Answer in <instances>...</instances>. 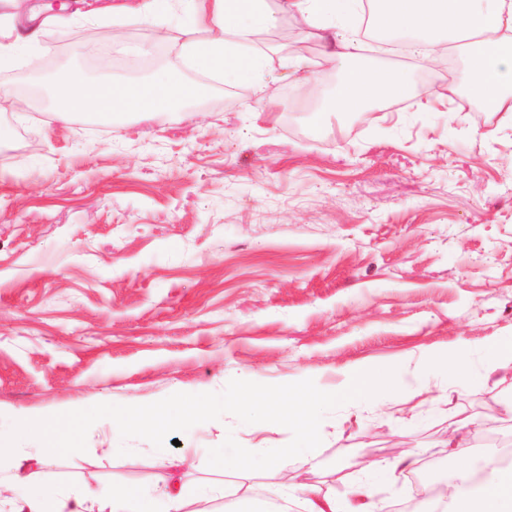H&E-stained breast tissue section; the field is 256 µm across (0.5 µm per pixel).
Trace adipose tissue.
<instances>
[{
    "instance_id": "adipose-tissue-1",
    "label": "adipose tissue",
    "mask_w": 512,
    "mask_h": 512,
    "mask_svg": "<svg viewBox=\"0 0 512 512\" xmlns=\"http://www.w3.org/2000/svg\"><path fill=\"white\" fill-rule=\"evenodd\" d=\"M373 7L381 23L392 32L412 34L413 46L423 48L431 67L448 65L449 53L464 56L470 84L486 111L512 117V0H137L123 6L128 18L159 21L158 42L171 41L172 31L191 20L192 35L178 46L182 65L219 79L225 86H250L257 101H265L272 59L258 48L259 29L275 26L287 16L308 34L325 40L327 62L346 72L322 99L326 112H347L382 93L406 87L402 71H375L362 63L363 46L358 22L366 7ZM38 31L21 32L0 26V65L16 64L42 53ZM208 86L187 82L176 74L159 72L149 81L124 83L90 81L77 73L59 84L38 88L39 97L52 101L57 113L86 112L97 123L111 127L133 112L165 114L184 101L200 98ZM449 384L468 380L474 371L492 373L512 365V336L497 340L492 352L462 358L457 351L441 354ZM348 375L361 376L344 400L361 409L373 404L383 383L368 367L352 366ZM329 392H309L296 400L294 414L285 416L276 398L261 396L265 423L292 432L295 446L277 453L254 452L238 445V435L254 427L251 414L241 411L237 390L201 388L182 394L178 406L128 410L113 422L112 449L120 451L128 434L152 437L170 428L191 431L200 415L224 422V445L211 449L215 466L241 473L272 472L284 462L293 465L280 498L303 497L305 512H379L372 485L397 469H412L416 460L404 455L370 465V482L352 486L344 498L322 493L304 479L314 458L313 442L321 423L329 420L340 400ZM92 409L72 405L31 416L15 425L0 416V512H218L221 493H188L179 476L161 477L153 494L113 487L102 493L87 486L58 483L47 486L35 468L39 449L50 448L55 457L78 449V437ZM446 512H512V469L486 464L480 470L463 469Z\"/></svg>"
}]
</instances>
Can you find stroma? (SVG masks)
Instances as JSON below:
<instances>
[{
	"label": "stroma",
	"instance_id": "35a3bbf8",
	"mask_svg": "<svg viewBox=\"0 0 512 512\" xmlns=\"http://www.w3.org/2000/svg\"><path fill=\"white\" fill-rule=\"evenodd\" d=\"M258 41L272 58L301 47L310 61L275 67L267 111L249 87L219 82L177 115L112 129L27 99L21 71L52 84L74 71L142 81L178 68L153 22L53 25L47 53L0 69V86L16 90L0 101V414L102 411L80 453L46 464L55 482L145 490L165 473L143 439L101 454L113 411L224 384L334 391L342 367L359 364L392 370L405 418L389 416L384 395L357 416L339 409L317 437L322 491L362 477L345 465L360 452L428 453L414 475L377 487L387 504L495 451L480 432L462 458L440 440L455 412L485 420L512 366L452 388L430 362L512 336V121L463 92L464 57L444 84L416 61L368 51L366 65L405 70L412 86L328 116L314 135L307 107L286 113L281 93L320 95L340 71L316 80L322 47L292 21ZM182 478L200 490L243 482L261 498L283 481L205 464Z\"/></svg>",
	"mask_w": 512,
	"mask_h": 512
}]
</instances>
